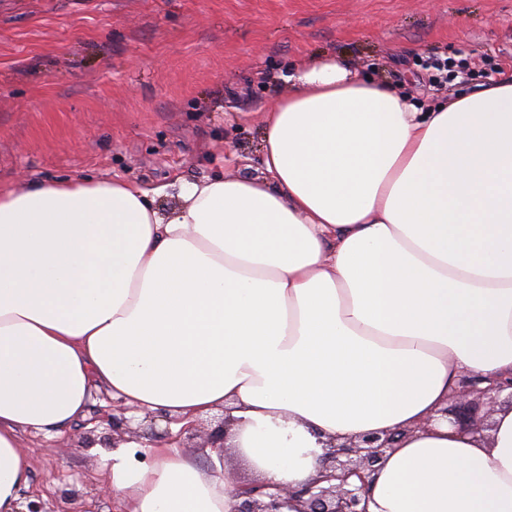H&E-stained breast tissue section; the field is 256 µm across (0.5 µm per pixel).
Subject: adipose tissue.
I'll return each instance as SVG.
<instances>
[{"mask_svg": "<svg viewBox=\"0 0 512 512\" xmlns=\"http://www.w3.org/2000/svg\"><path fill=\"white\" fill-rule=\"evenodd\" d=\"M266 178L0 191V512L21 434L63 435L92 390L186 425L229 405L256 479L320 475L327 438L399 433L368 512H512V406L490 439L423 421L512 377V76L427 105L336 60L292 64ZM102 468L124 512H234V464L145 440Z\"/></svg>", "mask_w": 512, "mask_h": 512, "instance_id": "obj_1", "label": "adipose tissue"}]
</instances>
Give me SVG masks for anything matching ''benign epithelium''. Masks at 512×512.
<instances>
[{"instance_id": "7a95c632", "label": "benign epithelium", "mask_w": 512, "mask_h": 512, "mask_svg": "<svg viewBox=\"0 0 512 512\" xmlns=\"http://www.w3.org/2000/svg\"><path fill=\"white\" fill-rule=\"evenodd\" d=\"M479 380L464 376L460 388L448 398L450 404L436 411L423 427L434 422L446 421L459 431L481 433L490 429V416L495 407L505 401L512 405V378L489 388L478 387ZM509 390L505 399L500 393ZM112 434L122 436L130 432L124 412L107 415ZM233 418L230 411L223 409L217 424L206 430L200 448H225L228 430ZM142 435L153 441H164L169 445L184 448L198 438L197 423L184 426L177 434L170 428H157L156 419L143 430ZM396 435L387 432H369L356 440L326 441L321 457L322 475L319 479L302 488L270 485L252 481L242 485L239 495L244 501L236 512H281L291 506L294 512H367L366 496L371 476L381 464L386 451L394 447ZM328 485H322V482Z\"/></svg>"}]
</instances>
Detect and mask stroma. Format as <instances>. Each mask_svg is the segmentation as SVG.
<instances>
[{
    "label": "stroma",
    "instance_id": "obj_1",
    "mask_svg": "<svg viewBox=\"0 0 512 512\" xmlns=\"http://www.w3.org/2000/svg\"><path fill=\"white\" fill-rule=\"evenodd\" d=\"M329 58L430 102L512 72V0H0V190L263 176L289 65ZM86 433L21 439L24 501L118 512Z\"/></svg>",
    "mask_w": 512,
    "mask_h": 512
}]
</instances>
